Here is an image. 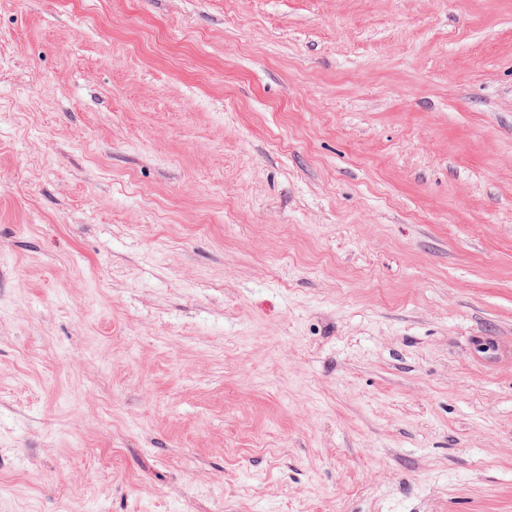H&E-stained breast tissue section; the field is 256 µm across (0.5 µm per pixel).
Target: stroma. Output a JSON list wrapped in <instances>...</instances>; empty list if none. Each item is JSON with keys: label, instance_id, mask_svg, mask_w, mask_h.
I'll use <instances>...</instances> for the list:
<instances>
[{"label": "stroma", "instance_id": "1", "mask_svg": "<svg viewBox=\"0 0 512 512\" xmlns=\"http://www.w3.org/2000/svg\"><path fill=\"white\" fill-rule=\"evenodd\" d=\"M0 512H512V0H0Z\"/></svg>", "mask_w": 512, "mask_h": 512}]
</instances>
